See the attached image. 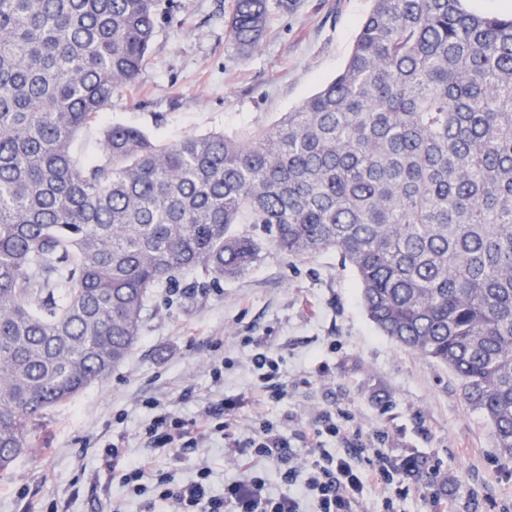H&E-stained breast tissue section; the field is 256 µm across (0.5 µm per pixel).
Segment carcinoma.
Instances as JSON below:
<instances>
[{
	"label": "carcinoma",
	"instance_id": "obj_1",
	"mask_svg": "<svg viewBox=\"0 0 512 512\" xmlns=\"http://www.w3.org/2000/svg\"><path fill=\"white\" fill-rule=\"evenodd\" d=\"M159 6L0 0V472L127 358L154 288L236 278L265 242L336 251L374 326L447 367L512 457V16L372 0L335 79L272 126L160 145L109 125L78 161L138 83ZM268 17L232 0L242 56ZM101 128L102 124H98L77 136L75 146L79 155H95L100 150Z\"/></svg>",
	"mask_w": 512,
	"mask_h": 512
}]
</instances>
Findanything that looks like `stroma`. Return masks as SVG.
Instances as JSON below:
<instances>
[{"label": "stroma", "instance_id": "35a3bbf8", "mask_svg": "<svg viewBox=\"0 0 512 512\" xmlns=\"http://www.w3.org/2000/svg\"><path fill=\"white\" fill-rule=\"evenodd\" d=\"M259 48L242 57L226 31L231 0H163L157 34L135 91L112 99L106 120L173 143L187 135L238 136L266 128L345 65L371 0H270ZM281 361L287 398L256 409L248 338ZM230 358L223 386L210 364ZM158 399L189 419L208 402L238 401L241 429L276 421L300 449L299 430L348 415L363 438L380 433L392 461L426 460L405 477L394 512H431L443 490L450 512H512V458L500 454L485 417L467 406L453 374L383 336L366 316L354 271L332 250L288 257L264 245L241 276L196 271L156 288L140 340L111 376L47 411L25 451L0 474V512H106L123 501L100 448L123 438L130 456L149 450L143 402Z\"/></svg>", "mask_w": 512, "mask_h": 512}]
</instances>
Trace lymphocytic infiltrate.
Wrapping results in <instances>:
<instances>
[{
    "label": "lymphocytic infiltrate",
    "mask_w": 512,
    "mask_h": 512,
    "mask_svg": "<svg viewBox=\"0 0 512 512\" xmlns=\"http://www.w3.org/2000/svg\"><path fill=\"white\" fill-rule=\"evenodd\" d=\"M260 385V396L279 401L286 392L281 382L278 358L263 343H256L251 358ZM151 412L144 435L152 445L150 457L129 459L122 442L107 444L103 465L118 477L127 493L142 498L144 512H364L365 491L379 489L385 512H392L395 500L404 498L406 487L399 472L411 471L413 459L394 463L383 448H350L352 431L347 423L325 416L307 435L308 450L299 454L280 428L262 423L249 434H241L230 412L235 404L219 400L209 404L194 418L177 415L166 403L147 400ZM221 437L224 454L237 461L242 474L224 485L222 495H214L209 480L211 468L202 454L213 437ZM199 457L195 479L182 481L174 470L157 468V458L181 460ZM263 459L278 469L288 485V494L269 492L264 471L254 468V459Z\"/></svg>",
    "instance_id": "f902f5d3"
}]
</instances>
